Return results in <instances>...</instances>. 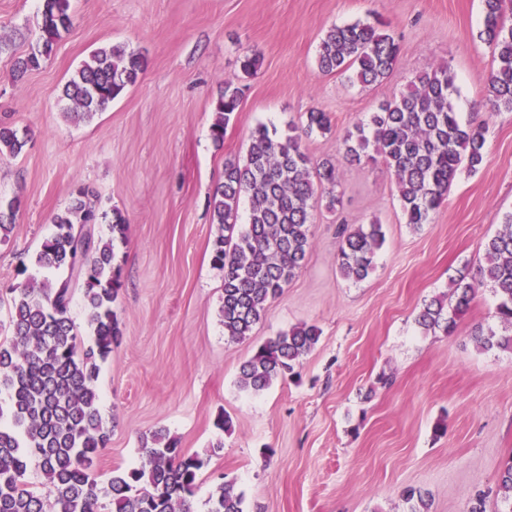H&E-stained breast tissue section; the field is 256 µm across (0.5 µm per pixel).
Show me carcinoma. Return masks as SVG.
Wrapping results in <instances>:
<instances>
[{
  "mask_svg": "<svg viewBox=\"0 0 512 512\" xmlns=\"http://www.w3.org/2000/svg\"><path fill=\"white\" fill-rule=\"evenodd\" d=\"M504 0H483V34L496 62L487 78L489 102L496 112H512V23L503 19ZM72 24L70 0H42V24L35 47L17 60L19 78L39 68ZM385 23L356 21L334 25L321 40L317 62L324 73L350 71L364 87L380 84L399 60V44ZM142 59L125 46L100 49L65 84L66 115L90 118L137 83ZM455 76L446 64L417 74L407 90L383 103L369 120L343 137L342 159L317 164L298 136L276 137L265 126L250 135L243 162L224 163V180L215 188L214 223L224 227L215 239L212 263L224 270L221 313L224 335L233 341L251 336L268 302L278 296L302 267L311 247V211L328 199L338 201L341 161L360 163L377 155L395 176L406 223L416 228L432 222L461 168L477 171L485 162L486 123L461 121L455 111ZM242 89L231 82L214 100L217 118L211 133L224 143V132L238 112ZM327 113H306L305 133L330 130ZM25 136L0 125V156H18ZM78 191L73 203L54 218L56 231L41 245L35 264L53 273L32 277L10 288L9 336L0 342V512H191V497L209 457L188 454L165 430L151 435L142 461L108 473L99 461L110 433L99 411L96 381L99 363L112 353L122 331L114 303L121 290L114 240L124 239L128 224L112 211V237H95L105 215ZM247 198V224H238L241 198ZM20 200L0 199V241L9 238ZM336 262L354 282L374 268L385 236L382 225L340 224ZM487 265L478 276L454 281L452 296L425 305L418 323L449 335L469 311L477 289H491L497 299L495 324L473 331L485 350L512 351V212L484 245ZM81 291L90 343L79 338L70 316L75 291ZM321 330L301 324L268 338L240 367V389L258 393L278 378L297 375L295 368L319 341ZM36 463L48 492L26 481ZM107 482L109 505L99 484ZM497 494L512 505V461L502 471ZM209 512H244L243 495L231 482L212 492Z\"/></svg>",
  "mask_w": 512,
  "mask_h": 512,
  "instance_id": "obj_1",
  "label": "carcinoma"
}]
</instances>
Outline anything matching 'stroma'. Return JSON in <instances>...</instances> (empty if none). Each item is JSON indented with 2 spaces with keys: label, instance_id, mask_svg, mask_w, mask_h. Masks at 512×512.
Returning <instances> with one entry per match:
<instances>
[{
  "label": "stroma",
  "instance_id": "35a3bbf8",
  "mask_svg": "<svg viewBox=\"0 0 512 512\" xmlns=\"http://www.w3.org/2000/svg\"><path fill=\"white\" fill-rule=\"evenodd\" d=\"M73 21L39 69L14 78L12 61L34 45L41 0H0V123L27 132L16 157H0V198L21 208L0 242V322L9 288L43 278L34 257L55 231L53 217L78 189L98 211L128 223L117 243L123 335L97 380L111 439L100 468L141 461V445L166 429L187 453L224 447L204 467L192 498L209 512L221 480L233 482L245 512H410L406 487L428 512H468L477 493L487 512L512 460V353L483 351L476 326L496 300L479 289L452 335L421 328L417 316L460 277L485 265L484 243L512 211V112H495L486 81L495 67L483 35L482 0H71ZM380 19L400 47L381 84L322 72L321 37L335 24ZM125 45L145 69L138 82L86 123H71L62 89L96 49ZM262 65L244 75V56ZM451 67L462 120L488 122L487 158L460 171L432 223H406L395 177L381 160L344 164L335 209L311 216L307 260L273 299L252 336L224 334V272L211 261L223 232L209 201L224 162L246 154L266 125L286 135L305 112L329 113V133L302 143L312 160L339 154L347 129L410 81ZM244 87L223 146L211 138L212 102L225 83ZM382 225L385 242L362 282L336 264L338 224ZM321 337L294 379L253 395L239 368L269 337L300 323ZM387 383H380V376ZM230 431L216 425L219 413Z\"/></svg>",
  "mask_w": 512,
  "mask_h": 512
}]
</instances>
